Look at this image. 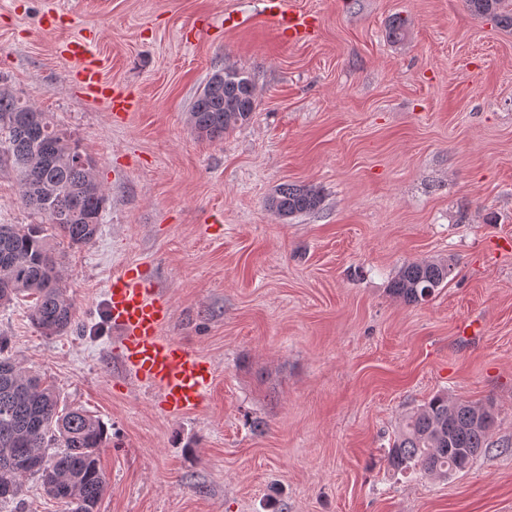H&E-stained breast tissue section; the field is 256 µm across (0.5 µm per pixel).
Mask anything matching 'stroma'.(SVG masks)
I'll return each instance as SVG.
<instances>
[{
  "mask_svg": "<svg viewBox=\"0 0 512 512\" xmlns=\"http://www.w3.org/2000/svg\"><path fill=\"white\" fill-rule=\"evenodd\" d=\"M285 5L312 37L281 36L265 0H0V86L78 140L108 195L91 244L53 241L75 326L45 336L28 301L0 305L5 352L106 425L98 512H512V30L464 0ZM84 38L136 108L76 87L63 48ZM227 66L257 107L198 136L191 106ZM287 183L319 188L320 209L279 218ZM33 221L0 169V224ZM433 260L454 270L428 302L391 294ZM130 266L170 303L162 335L212 370L177 418L108 317ZM438 393L494 408L488 451L445 479L388 470Z\"/></svg>",
  "mask_w": 512,
  "mask_h": 512,
  "instance_id": "obj_1",
  "label": "stroma"
}]
</instances>
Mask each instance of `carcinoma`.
<instances>
[{
  "mask_svg": "<svg viewBox=\"0 0 512 512\" xmlns=\"http://www.w3.org/2000/svg\"><path fill=\"white\" fill-rule=\"evenodd\" d=\"M468 10L512 30V0H466ZM256 108L251 73L231 68L212 74L193 102L189 121L200 136L219 138L245 123ZM0 167L17 172L22 203L37 224H0V305L33 299L32 324L58 336L75 324V302L54 249L43 236L48 224L72 248L98 235L107 194L93 175L95 165L51 118L12 90L0 88ZM309 186L287 184L267 206L282 219L319 208ZM452 272L445 261L405 263L390 291L418 304L434 295ZM0 348V503L19 499L25 481L40 480L46 496L68 512H98L106 478L98 453L107 443L102 421L81 407L61 409L60 395ZM495 416L487 406L439 393L408 415L385 455L388 469L445 479L468 471L486 452Z\"/></svg>",
  "mask_w": 512,
  "mask_h": 512,
  "instance_id": "1",
  "label": "carcinoma"
}]
</instances>
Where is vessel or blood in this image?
Returning a JSON list of instances; mask_svg holds the SVG:
<instances>
[{"mask_svg":"<svg viewBox=\"0 0 512 512\" xmlns=\"http://www.w3.org/2000/svg\"><path fill=\"white\" fill-rule=\"evenodd\" d=\"M266 11L276 29L289 37H302L309 30L306 18L284 10L282 0H267ZM76 76L87 95L104 100L109 111H128L126 97L102 83L93 61L85 60ZM107 311L125 364L138 382L156 389L163 410L179 416L198 408L211 384V372L196 351L162 336L169 311L166 299L128 269L109 284Z\"/></svg>","mask_w":512,"mask_h":512,"instance_id":"1","label":"vessel or blood"}]
</instances>
